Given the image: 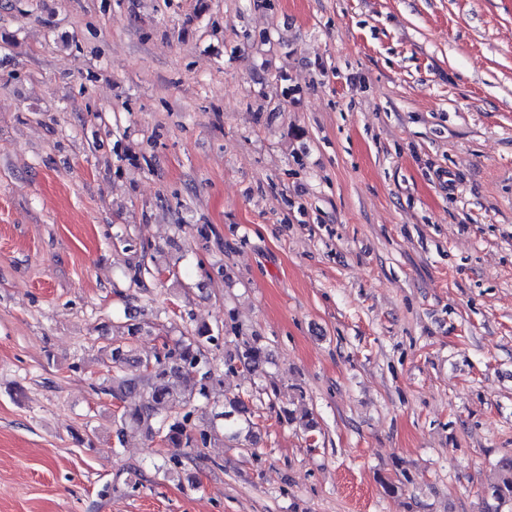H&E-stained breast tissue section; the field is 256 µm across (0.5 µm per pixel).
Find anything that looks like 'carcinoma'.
I'll use <instances>...</instances> for the list:
<instances>
[{"label":"carcinoma","mask_w":512,"mask_h":512,"mask_svg":"<svg viewBox=\"0 0 512 512\" xmlns=\"http://www.w3.org/2000/svg\"><path fill=\"white\" fill-rule=\"evenodd\" d=\"M119 335L112 337L106 347L112 368L121 371L129 360L131 344L142 332L138 323L117 327ZM209 327L197 329L189 336L163 344L153 357L143 362V372L134 378L116 375L112 378V397L123 402L136 394L139 401L124 406L116 431L118 443H123L127 430L139 431L151 441H158L168 448H197L205 446L214 429L204 425L191 426L192 416L202 410L198 402L209 399L210 386L217 380L206 355L208 345L217 341ZM269 355L260 344V337L234 342L227 351L224 367L231 372L243 369L257 376H267ZM176 403L182 404L179 412H171ZM229 410L218 413L223 419L234 418L230 426L233 439L240 438L251 446L258 444L251 409L239 397L227 401ZM484 512H512V455H505L497 462V479L484 490Z\"/></svg>","instance_id":"carcinoma-1"}]
</instances>
